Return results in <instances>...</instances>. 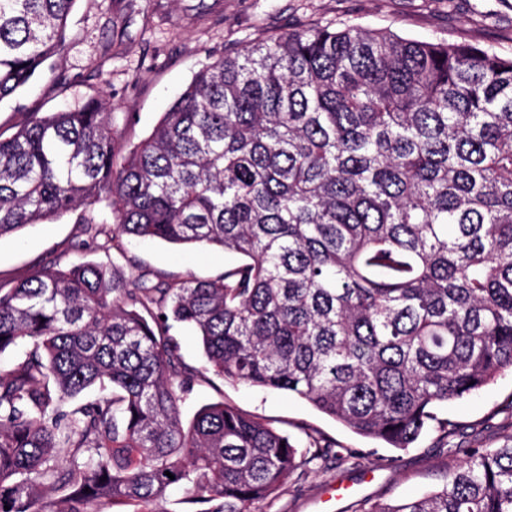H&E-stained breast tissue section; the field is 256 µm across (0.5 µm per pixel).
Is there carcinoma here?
Listing matches in <instances>:
<instances>
[{
    "label": "carcinoma",
    "instance_id": "cac0c4a2",
    "mask_svg": "<svg viewBox=\"0 0 512 512\" xmlns=\"http://www.w3.org/2000/svg\"><path fill=\"white\" fill-rule=\"evenodd\" d=\"M75 2L0 0V102L61 52ZM68 214L120 253L244 263L136 283L47 261L0 287V355L24 349L0 369V512H141L174 485L198 512H246L326 445L222 402L184 426L196 372L176 327L224 380L401 451L450 437L435 410L512 369V55L301 26L202 68L136 142L101 99L34 112L0 136V239ZM464 455L439 489L353 512H512V434ZM50 486L68 493L45 503Z\"/></svg>",
    "mask_w": 512,
    "mask_h": 512
}]
</instances>
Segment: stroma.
<instances>
[{
	"label": "stroma",
	"instance_id": "obj_1",
	"mask_svg": "<svg viewBox=\"0 0 512 512\" xmlns=\"http://www.w3.org/2000/svg\"><path fill=\"white\" fill-rule=\"evenodd\" d=\"M345 23L390 28L419 40H476L512 52V0H77L61 53L14 97L0 103V134L11 135L34 112H50L99 97L126 137L139 140L179 97L195 73L226 53L302 25ZM124 30L112 39L113 25ZM91 260L118 266L126 278L166 280L193 275L215 279L239 263L221 249L161 243L129 244L124 252L88 242L73 217L46 221L0 239V286L28 277L40 263ZM182 356L204 376L181 405L191 422L206 404L225 402L289 437L320 436L339 453L354 451L359 468L316 461L274 498L247 512H351L364 498L398 500L438 488L448 448L496 447L512 432V370L472 397L449 402L439 417L456 425L451 442L427 430L404 451L360 436L288 394L230 385L207 371L190 331H180ZM350 484L355 495L337 500L331 490Z\"/></svg>",
	"mask_w": 512,
	"mask_h": 512
}]
</instances>
